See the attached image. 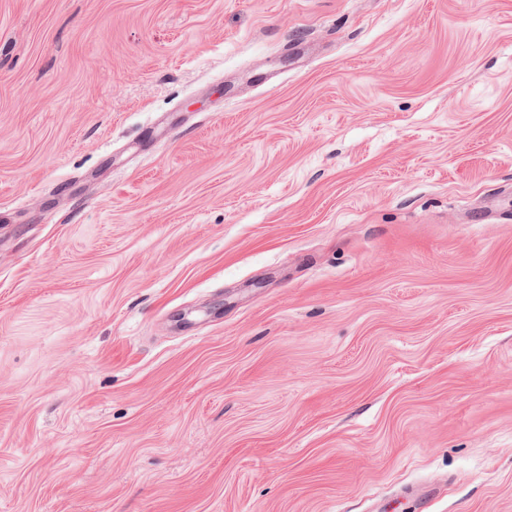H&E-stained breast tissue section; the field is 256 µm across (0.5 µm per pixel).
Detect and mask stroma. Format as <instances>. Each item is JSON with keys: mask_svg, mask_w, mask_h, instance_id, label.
<instances>
[{"mask_svg": "<svg viewBox=\"0 0 512 512\" xmlns=\"http://www.w3.org/2000/svg\"><path fill=\"white\" fill-rule=\"evenodd\" d=\"M0 512H512V0H0Z\"/></svg>", "mask_w": 512, "mask_h": 512, "instance_id": "obj_1", "label": "stroma"}]
</instances>
